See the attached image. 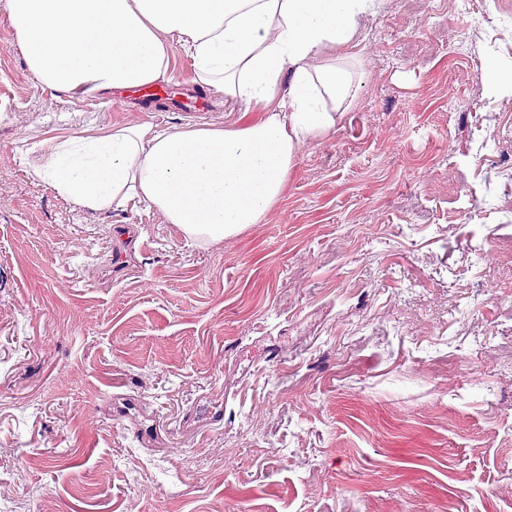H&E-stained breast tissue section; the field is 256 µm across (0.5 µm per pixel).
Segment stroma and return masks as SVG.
Listing matches in <instances>:
<instances>
[{
  "label": "stroma",
  "mask_w": 512,
  "mask_h": 512,
  "mask_svg": "<svg viewBox=\"0 0 512 512\" xmlns=\"http://www.w3.org/2000/svg\"><path fill=\"white\" fill-rule=\"evenodd\" d=\"M165 43L163 84L200 89ZM350 63L355 98L279 204L192 242L145 203L57 194L47 148L263 112L41 87L0 8V488L21 512H512V165L486 161L512 143V0H382ZM126 396L142 413L115 416ZM215 404L222 427L183 433ZM206 102V95L204 94L181 97L176 100L168 91L156 90L144 94L141 105L143 112H154V108L158 104H163L168 112H202L206 108Z\"/></svg>",
  "instance_id": "35a3bbf8"
}]
</instances>
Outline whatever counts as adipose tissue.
<instances>
[{
	"label": "adipose tissue",
	"mask_w": 512,
	"mask_h": 512,
	"mask_svg": "<svg viewBox=\"0 0 512 512\" xmlns=\"http://www.w3.org/2000/svg\"><path fill=\"white\" fill-rule=\"evenodd\" d=\"M379 0H5L39 85L121 106L124 90L169 68L177 35L196 77L225 100L265 111L256 124L149 132L116 127L55 145L38 174L90 210L137 198L186 238L221 241L277 204L310 139L334 129L355 96L341 48ZM288 94L277 97L282 73Z\"/></svg>",
	"instance_id": "1"
}]
</instances>
